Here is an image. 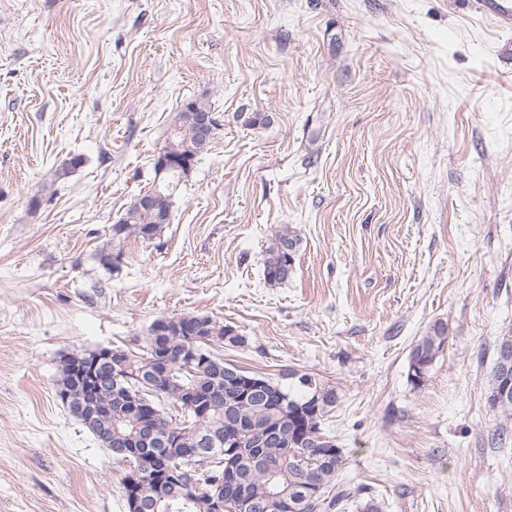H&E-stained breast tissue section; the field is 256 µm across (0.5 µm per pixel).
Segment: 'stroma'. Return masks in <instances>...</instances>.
Instances as JSON below:
<instances>
[{
	"instance_id": "stroma-1",
	"label": "stroma",
	"mask_w": 512,
	"mask_h": 512,
	"mask_svg": "<svg viewBox=\"0 0 512 512\" xmlns=\"http://www.w3.org/2000/svg\"><path fill=\"white\" fill-rule=\"evenodd\" d=\"M200 97L222 125L170 224L106 271ZM283 224L301 243L271 285ZM184 313L246 336L225 362L335 385L345 512H512L485 395L512 330V28L459 0H0V512H127V468L57 398L59 361ZM300 241L296 231L288 224L281 225L275 231L264 259V277L268 283L279 284L288 280ZM446 326L436 322L414 345L410 354L409 378L413 385H421L429 367L443 349L446 341Z\"/></svg>"
}]
</instances>
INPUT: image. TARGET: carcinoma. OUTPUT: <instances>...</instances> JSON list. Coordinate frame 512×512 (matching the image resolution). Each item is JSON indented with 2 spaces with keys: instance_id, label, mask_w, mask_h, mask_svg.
Listing matches in <instances>:
<instances>
[{
  "instance_id": "cac0c4a2",
  "label": "carcinoma",
  "mask_w": 512,
  "mask_h": 512,
  "mask_svg": "<svg viewBox=\"0 0 512 512\" xmlns=\"http://www.w3.org/2000/svg\"><path fill=\"white\" fill-rule=\"evenodd\" d=\"M211 111L204 100L193 99L183 104L172 126L165 147L182 153L196 140L195 113ZM182 176L177 171L167 174L160 186L158 207L171 213L172 196ZM163 224L159 212L144 208L134 199L121 217L112 225L113 249L98 253L100 265L108 270L119 268L123 249L120 245L134 237L144 242L159 238ZM300 246L296 231L287 224L275 231L266 249L264 277L270 284L285 282L293 271L295 256ZM446 326L437 322L414 345L410 354L409 378L415 386L421 385L429 367L443 349ZM246 344V337L235 328L221 324L206 315L182 314L170 318V327L160 335L146 333L138 350L115 351L129 354L125 367L117 370L121 384L108 385L99 395V401L112 406V414L99 419V425L112 428L117 439L130 436L140 427V418L126 410L129 394L140 391L150 393L159 403V410L147 422L153 433L148 444L137 448L112 447V454L135 470L146 461L154 466L175 467L176 460L166 458L165 439L179 431L182 448H206L207 458L194 471L178 473L176 487L157 493L154 471L145 476L143 493L159 501L158 512H208L199 491L213 489L226 497L265 504L260 512H277L274 501L297 497L296 512H332L343 508L350 495L349 488L338 481L346 457L338 451L331 460L311 470L298 468L294 451L304 447L292 429L290 406L303 401L315 391L323 393L317 415L309 420L308 429L313 434L309 440L312 451L323 450L335 444L321 429L324 418L336 407V386L313 374L289 372L297 379L296 388H287L266 378L270 390L258 399L243 400L228 386L224 372L232 364L224 362L214 349L239 348ZM192 346L201 352V361L186 370L178 361L179 352ZM84 358L82 354L63 357L57 380L56 394L63 397L65 388L74 386L72 373ZM512 380V359L504 362L495 359L487 380V399L498 401L494 411L498 415L495 431L499 439L512 435V386L504 389L505 380ZM235 439L240 451V464L234 482H227L224 473V448L205 447L204 441L215 430ZM315 484L319 496L313 501L304 500L303 487Z\"/></svg>"
}]
</instances>
